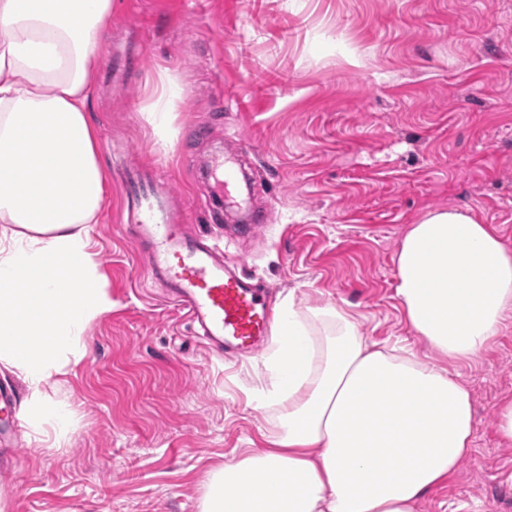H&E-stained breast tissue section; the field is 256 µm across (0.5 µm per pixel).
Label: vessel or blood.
Masks as SVG:
<instances>
[{"instance_id":"vessel-or-blood-1","label":"vessel or blood","mask_w":512,"mask_h":512,"mask_svg":"<svg viewBox=\"0 0 512 512\" xmlns=\"http://www.w3.org/2000/svg\"><path fill=\"white\" fill-rule=\"evenodd\" d=\"M109 66L115 87L127 70L139 67L137 49L111 50ZM235 156L213 159L210 178L215 191L235 180ZM126 196L129 236L148 257L147 276L196 323L209 346L255 354L270 334L274 313L266 289L245 273L241 260H228L218 244L187 232L184 213L172 204L166 177L157 168L122 167L118 173Z\"/></svg>"}]
</instances>
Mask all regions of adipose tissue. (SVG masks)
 Returning <instances> with one entry per match:
<instances>
[{
	"mask_svg": "<svg viewBox=\"0 0 512 512\" xmlns=\"http://www.w3.org/2000/svg\"><path fill=\"white\" fill-rule=\"evenodd\" d=\"M112 0H0V364L23 379L32 428L64 433L46 393L84 355L112 300L90 252L104 201L87 109ZM405 319L447 366L378 348L346 310L285 305L255 405L267 447L209 473L201 512H415L469 456V388L450 372L512 317V251L468 212H427L396 257Z\"/></svg>",
	"mask_w": 512,
	"mask_h": 512,
	"instance_id": "ef3b65f1",
	"label": "adipose tissue"
}]
</instances>
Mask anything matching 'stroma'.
I'll use <instances>...</instances> for the list:
<instances>
[{"label": "stroma", "mask_w": 512, "mask_h": 512, "mask_svg": "<svg viewBox=\"0 0 512 512\" xmlns=\"http://www.w3.org/2000/svg\"><path fill=\"white\" fill-rule=\"evenodd\" d=\"M143 45L116 89L97 68L89 114L105 199L92 250L112 309L85 355L46 390L65 435L20 421L0 442V512H200L209 473L266 447L276 409H253L268 358L228 360L151 284L119 222L114 173L162 167L186 222L246 257L277 305L331 304L382 346L436 353L396 295L411 224L456 207L512 250V0H112L98 52ZM262 219L240 232L201 161L236 143ZM453 373L475 413L471 454L417 512H512V445L494 429L512 399V324Z\"/></svg>", "instance_id": "1"}]
</instances>
